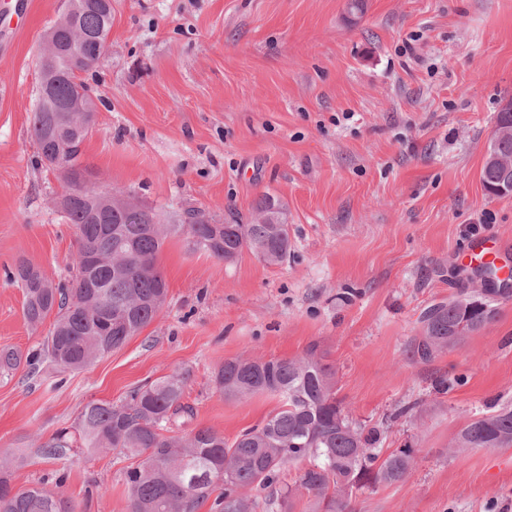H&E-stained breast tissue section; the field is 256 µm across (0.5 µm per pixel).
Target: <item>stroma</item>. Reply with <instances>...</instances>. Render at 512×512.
<instances>
[{"instance_id": "obj_1", "label": "stroma", "mask_w": 512, "mask_h": 512, "mask_svg": "<svg viewBox=\"0 0 512 512\" xmlns=\"http://www.w3.org/2000/svg\"><path fill=\"white\" fill-rule=\"evenodd\" d=\"M366 3L353 21L346 0H112L107 55L84 76L97 114L83 161L162 214L193 205L246 219L273 195L290 247L277 265L247 250L224 262L168 238L166 304L122 348L75 372H0L13 486L56 480L77 512H129L127 457L76 448L57 460L41 443L74 431L86 404L174 373L187 374L195 410L179 433L233 440L279 400L224 399L214 369L315 344L345 410L381 427L382 454L416 450L406 480L355 491L348 512H512V448L448 455L472 418L512 402V297L432 362L410 354L426 306L479 286L470 241L500 238L512 265V196L480 180L512 98V0ZM63 7L32 0L23 27L0 26V350L24 356L49 328L27 326L8 274L25 258L67 279L77 250L29 132L39 46Z\"/></svg>"}]
</instances>
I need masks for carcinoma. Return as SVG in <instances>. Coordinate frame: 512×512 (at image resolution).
<instances>
[{"label":"carcinoma","instance_id":"carcinoma-1","mask_svg":"<svg viewBox=\"0 0 512 512\" xmlns=\"http://www.w3.org/2000/svg\"><path fill=\"white\" fill-rule=\"evenodd\" d=\"M111 27L112 14L101 0H68L67 9L45 32L57 51L48 64L37 56L38 84L46 85L48 92L37 97L31 132L41 162L50 171L60 166L87 168L81 144L90 127L82 113L60 108L73 105L77 89L84 86L82 75L104 58L75 32L95 35ZM505 172L512 178V110L503 106L481 170L485 191L496 194ZM116 197L95 183L79 185L60 209L76 228L71 279L56 284L24 260L13 273L23 290V314L30 329L36 331L53 318L40 352L30 359L33 371L42 360L63 372L82 370L152 322L167 300L156 261L170 236H183L189 249L218 260L236 258L245 249L269 264L288 255L287 210L270 194L259 198L247 224L232 210L222 224L212 215L207 224H182L177 213L164 223L147 206L142 223L128 224L122 211L113 208ZM85 249L104 260L90 277L81 264ZM497 293L485 288L478 296L462 293L426 308L414 356L430 362L490 323L497 314ZM212 381L227 399L267 393L278 397L280 406L231 442L210 428L172 434L181 420L194 415L193 406L185 402L187 378L182 374L137 387L119 403L90 402L81 410L76 432L82 445L141 458L125 468L130 512H195L209 499L213 512H284L303 491L312 498L314 512H346L353 492L400 482L411 474L415 449L408 445L380 457V433L364 431L344 411L336 398V371L323 362L315 345L292 359L260 362L242 355L227 360L214 371ZM70 447L66 431L39 445L53 459L65 457ZM511 447L512 403H506L471 419L449 443L448 455ZM293 469L295 478L286 480ZM11 479V462L1 457L0 512H77L73 501L45 485L16 489ZM267 489L269 494L258 495Z\"/></svg>","mask_w":512,"mask_h":512}]
</instances>
